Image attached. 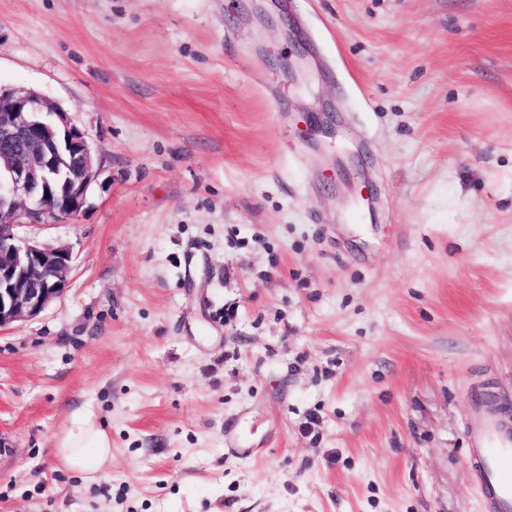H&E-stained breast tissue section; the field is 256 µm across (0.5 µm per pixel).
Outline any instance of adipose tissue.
<instances>
[{"label":"adipose tissue","instance_id":"obj_1","mask_svg":"<svg viewBox=\"0 0 512 512\" xmlns=\"http://www.w3.org/2000/svg\"><path fill=\"white\" fill-rule=\"evenodd\" d=\"M111 454V440L91 415H75L55 450L57 461L80 471L85 482H94L103 462Z\"/></svg>","mask_w":512,"mask_h":512}]
</instances>
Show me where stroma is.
Instances as JSON below:
<instances>
[{
    "instance_id": "stroma-1",
    "label": "stroma",
    "mask_w": 512,
    "mask_h": 512,
    "mask_svg": "<svg viewBox=\"0 0 512 512\" xmlns=\"http://www.w3.org/2000/svg\"><path fill=\"white\" fill-rule=\"evenodd\" d=\"M261 6L0 0V86L101 160L77 219L16 228L73 268L0 330V512H485L512 0ZM77 412L112 439L91 484L54 460Z\"/></svg>"
}]
</instances>
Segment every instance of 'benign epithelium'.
Returning a JSON list of instances; mask_svg holds the SVG:
<instances>
[{"label": "benign epithelium", "mask_w": 512, "mask_h": 512, "mask_svg": "<svg viewBox=\"0 0 512 512\" xmlns=\"http://www.w3.org/2000/svg\"><path fill=\"white\" fill-rule=\"evenodd\" d=\"M100 172L85 132L35 92L0 88V329L44 311L69 285L72 251L19 238L15 227L49 221L52 186L66 189L56 215L76 218Z\"/></svg>", "instance_id": "1"}]
</instances>
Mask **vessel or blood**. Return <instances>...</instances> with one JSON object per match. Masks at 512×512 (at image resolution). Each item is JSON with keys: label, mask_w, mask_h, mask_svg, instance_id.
<instances>
[{"label": "vessel or blood", "mask_w": 512, "mask_h": 512, "mask_svg": "<svg viewBox=\"0 0 512 512\" xmlns=\"http://www.w3.org/2000/svg\"><path fill=\"white\" fill-rule=\"evenodd\" d=\"M472 472L485 494L486 512H512V486L499 475L512 468V427L492 409L478 410L470 424Z\"/></svg>", "instance_id": "vessel-or-blood-1"}]
</instances>
